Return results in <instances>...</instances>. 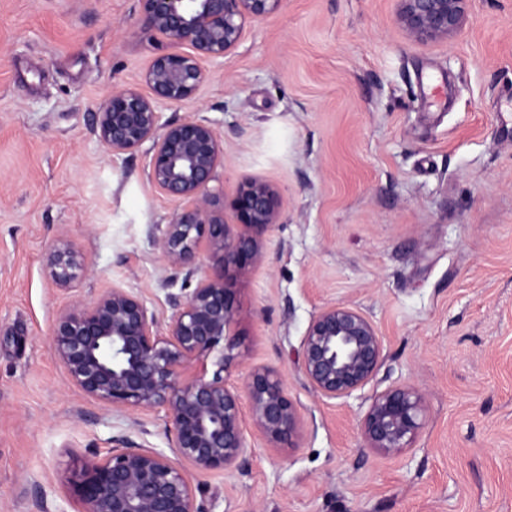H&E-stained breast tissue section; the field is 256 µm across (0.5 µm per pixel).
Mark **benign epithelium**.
Masks as SVG:
<instances>
[{"label":"benign epithelium","mask_w":512,"mask_h":512,"mask_svg":"<svg viewBox=\"0 0 512 512\" xmlns=\"http://www.w3.org/2000/svg\"><path fill=\"white\" fill-rule=\"evenodd\" d=\"M397 21L420 42L448 40L465 26L471 0H397ZM284 0H139L142 29L168 44L145 75L150 93L112 92L94 115V131L112 153L152 142L149 178L179 203L160 239L175 270L203 276L181 301L171 302L168 333L134 293L112 287L90 303L73 301L57 314L51 350L70 382L116 412H165L174 428L176 458L125 437L105 454L69 453L64 480L75 512H199L190 471L230 472L246 462L243 405L253 428L273 448H291L300 417L281 372L249 369L244 391L224 372L239 363L232 337L239 304L233 282L261 256L265 233L279 223V196L269 184L247 180L224 219V190L215 186L224 148L204 119L162 121V107L192 100L207 78L205 63L235 50L250 22L277 15ZM52 282L70 290L84 262L71 243L46 252ZM302 372L320 396H351L377 375L382 342L375 325L343 304L323 308L300 343ZM215 366L208 374L207 361ZM200 369L190 371L193 363ZM425 424V397L408 384L377 393L361 421L364 447L386 456L412 448Z\"/></svg>","instance_id":"1"}]
</instances>
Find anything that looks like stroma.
<instances>
[{"label":"stroma","mask_w":512,"mask_h":512,"mask_svg":"<svg viewBox=\"0 0 512 512\" xmlns=\"http://www.w3.org/2000/svg\"><path fill=\"white\" fill-rule=\"evenodd\" d=\"M396 0H285L207 66L166 121L208 120L224 146L225 200L271 184L280 221L235 282L233 333L253 366L283 376L300 414L294 447L249 432L242 469L196 475L199 512H512V0H472L457 37L411 40ZM164 44L137 0H0V512H73L70 453L116 436L170 450L164 413L137 424L89 402L51 352L58 311L109 288L137 294L167 331L185 274L159 247L175 209L149 179V145L110 153L93 117L116 89L147 91ZM68 240L86 271L48 278ZM354 306L383 359L352 396L306 382L298 350L314 316ZM425 397L413 448H363L372 398ZM46 268L55 285L70 290L81 277L85 266L71 243L66 240H56L47 248Z\"/></svg>","instance_id":"obj_1"}]
</instances>
